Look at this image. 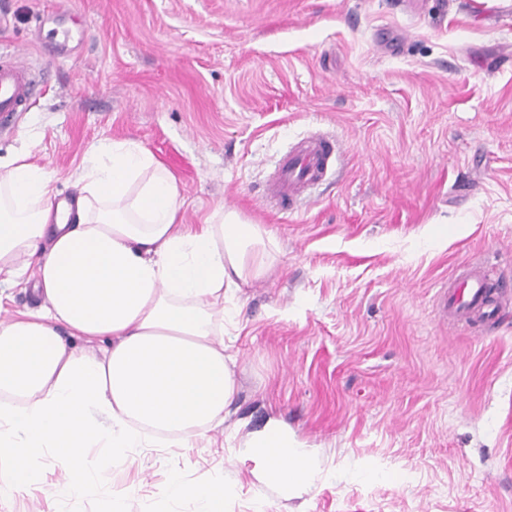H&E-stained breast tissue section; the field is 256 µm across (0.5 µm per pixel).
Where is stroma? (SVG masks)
Returning <instances> with one entry per match:
<instances>
[{"label": "stroma", "instance_id": "35a3bbf8", "mask_svg": "<svg viewBox=\"0 0 512 512\" xmlns=\"http://www.w3.org/2000/svg\"><path fill=\"white\" fill-rule=\"evenodd\" d=\"M42 78L0 128L73 198L85 154L131 140L171 172L185 223L236 211L277 245L224 303L238 419H282L321 473L291 497L234 462L225 433L189 448L99 446L64 487L50 452L0 512H199L163 494L230 486L223 512H512V307L479 332L435 317L483 260L512 282V0H0V52ZM343 154L292 215L261 200L313 133ZM164 496L172 502L191 496L203 505L201 511H221L218 505L224 497V486L212 481L188 485L183 482L180 472L174 468L164 489Z\"/></svg>", "mask_w": 512, "mask_h": 512}]
</instances>
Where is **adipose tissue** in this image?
<instances>
[{
    "label": "adipose tissue",
    "mask_w": 512,
    "mask_h": 512,
    "mask_svg": "<svg viewBox=\"0 0 512 512\" xmlns=\"http://www.w3.org/2000/svg\"><path fill=\"white\" fill-rule=\"evenodd\" d=\"M74 186L73 201L59 199L54 176L24 154L0 170V279L32 276L45 299L0 321V453L11 491L37 482L31 459L44 449L74 488L89 479L75 462L90 445L183 448L241 427L224 299L267 271L263 229L221 210L184 223L173 175L132 141L89 152ZM294 446L271 418L237 456L260 481L301 491L318 452L295 456ZM164 495L217 512L224 487L186 484L175 470Z\"/></svg>",
    "instance_id": "obj_1"
}]
</instances>
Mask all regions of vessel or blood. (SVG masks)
<instances>
[{
    "mask_svg": "<svg viewBox=\"0 0 512 512\" xmlns=\"http://www.w3.org/2000/svg\"><path fill=\"white\" fill-rule=\"evenodd\" d=\"M38 78L20 54L0 57V122L27 111L36 95ZM338 146L329 135L315 134L283 154L266 185L267 203L281 213H290L307 200L312 189L325 182ZM490 270L476 263L459 270L452 282L439 290L440 320L451 328L499 319L512 304V286L502 285L498 296H490Z\"/></svg>",
    "mask_w": 512,
    "mask_h": 512,
    "instance_id": "b4317fda",
    "label": "vessel or blood"
}]
</instances>
